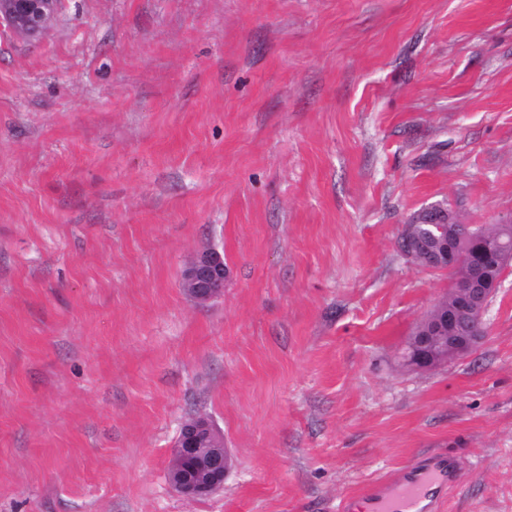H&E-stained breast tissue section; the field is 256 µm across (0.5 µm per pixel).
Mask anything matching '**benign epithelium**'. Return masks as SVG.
I'll return each instance as SVG.
<instances>
[{
	"label": "benign epithelium",
	"mask_w": 512,
	"mask_h": 512,
	"mask_svg": "<svg viewBox=\"0 0 512 512\" xmlns=\"http://www.w3.org/2000/svg\"><path fill=\"white\" fill-rule=\"evenodd\" d=\"M60 0H0V25L29 40H41L57 16ZM433 216L440 236L431 241L412 230L405 236L402 253L414 264L439 271L456 269L478 241L497 244L500 237L482 227L462 225L448 233V209L433 205L421 212ZM512 266V249L498 247L490 264L475 263L464 277H451L448 300H440L415 328L405 358L416 368H432L470 353L482 340L484 315L490 298ZM227 267L215 248L198 252L182 273V288L198 304H206L224 292ZM231 457L224 436L206 416L185 421L174 443L169 483L186 498L208 497L224 488Z\"/></svg>",
	"instance_id": "obj_1"
}]
</instances>
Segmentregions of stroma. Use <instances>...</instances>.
Wrapping results in <instances>:
<instances>
[{"label": "stroma", "mask_w": 512, "mask_h": 512, "mask_svg": "<svg viewBox=\"0 0 512 512\" xmlns=\"http://www.w3.org/2000/svg\"><path fill=\"white\" fill-rule=\"evenodd\" d=\"M512 223V0H61L0 32V512H341L431 457L512 512V269L408 366L429 205ZM228 278L181 286L199 251ZM208 416L220 492L168 481ZM61 0H0V25L29 40L49 32ZM227 267L215 248L198 252L182 273V288L198 304H206L224 292Z\"/></svg>", "instance_id": "1"}]
</instances>
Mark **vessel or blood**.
<instances>
[{
	"label": "vessel or blood",
	"instance_id": "vessel-or-blood-1",
	"mask_svg": "<svg viewBox=\"0 0 512 512\" xmlns=\"http://www.w3.org/2000/svg\"><path fill=\"white\" fill-rule=\"evenodd\" d=\"M463 478L458 460L437 463L432 468L410 466L404 479L383 492L367 491L368 512H415L416 507L434 495L435 489H454Z\"/></svg>",
	"mask_w": 512,
	"mask_h": 512
}]
</instances>
